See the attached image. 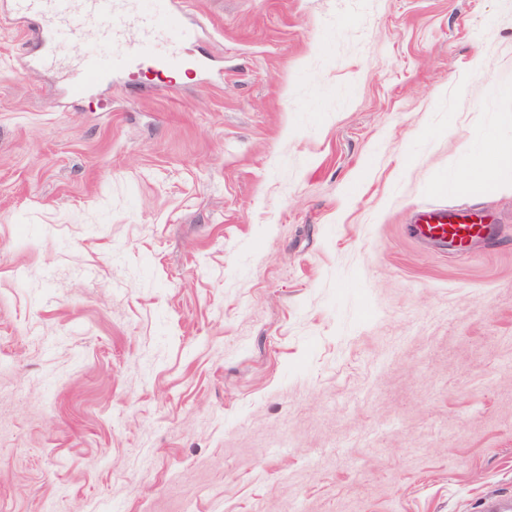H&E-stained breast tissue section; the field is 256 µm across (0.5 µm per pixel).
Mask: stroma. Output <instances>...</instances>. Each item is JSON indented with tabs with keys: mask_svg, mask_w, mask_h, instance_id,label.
<instances>
[{
	"mask_svg": "<svg viewBox=\"0 0 512 512\" xmlns=\"http://www.w3.org/2000/svg\"><path fill=\"white\" fill-rule=\"evenodd\" d=\"M208 76L61 102L0 13V512L512 492V0H189ZM456 205L491 236L417 242ZM463 164L471 182L498 186L500 174L512 167V141L491 139L481 152L471 153Z\"/></svg>",
	"mask_w": 512,
	"mask_h": 512,
	"instance_id": "stroma-1",
	"label": "stroma"
}]
</instances>
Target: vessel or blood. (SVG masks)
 I'll use <instances>...</instances> for the list:
<instances>
[{"label": "vessel or blood", "instance_id": "b4317fda", "mask_svg": "<svg viewBox=\"0 0 512 512\" xmlns=\"http://www.w3.org/2000/svg\"><path fill=\"white\" fill-rule=\"evenodd\" d=\"M0 11L17 15L34 33L32 59L50 58L51 47L90 25L103 24L121 48L109 63L75 57L61 63L67 95L81 99L105 79L123 75L149 62L166 78L184 68L203 73L210 69L204 53L186 56L182 48L198 42L204 26L190 20L176 0H0ZM487 230L483 224L458 221L442 207L423 211L411 231L422 241L445 247L460 246Z\"/></svg>", "mask_w": 512, "mask_h": 512}]
</instances>
